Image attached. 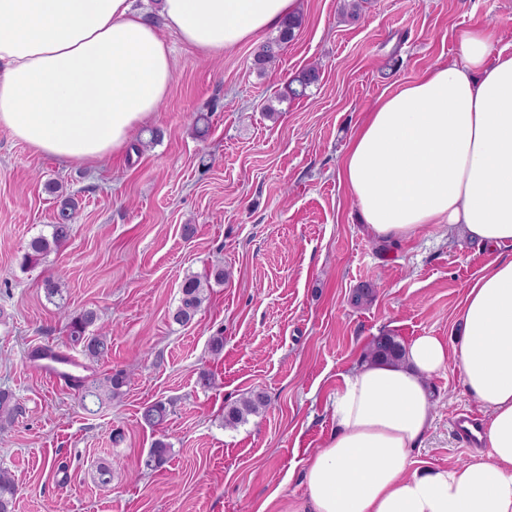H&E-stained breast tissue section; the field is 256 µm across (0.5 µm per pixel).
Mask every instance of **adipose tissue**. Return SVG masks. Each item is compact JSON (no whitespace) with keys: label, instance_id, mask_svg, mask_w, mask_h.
<instances>
[{"label":"adipose tissue","instance_id":"adipose-tissue-1","mask_svg":"<svg viewBox=\"0 0 512 512\" xmlns=\"http://www.w3.org/2000/svg\"><path fill=\"white\" fill-rule=\"evenodd\" d=\"M299 0H163L165 27L207 56L298 13ZM460 58L380 98L338 172L381 241L429 226L512 246V52L484 29ZM174 76L171 49L133 0H0V127L35 153L87 163L128 148ZM455 345L419 336L398 363L344 375L335 423L279 512H512V258L485 266L460 306ZM456 359L485 415L487 453L413 468L430 429L428 378Z\"/></svg>","mask_w":512,"mask_h":512}]
</instances>
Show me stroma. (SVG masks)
<instances>
[{
    "instance_id": "35a3bbf8",
    "label": "stroma",
    "mask_w": 512,
    "mask_h": 512,
    "mask_svg": "<svg viewBox=\"0 0 512 512\" xmlns=\"http://www.w3.org/2000/svg\"><path fill=\"white\" fill-rule=\"evenodd\" d=\"M300 12L299 34L262 73L253 56L275 30L221 56L164 32L174 81L149 123L160 136L142 152L64 162L0 127V386L26 408L0 430V467L19 485L15 512H278L283 499L304 498V466L333 429L331 402L372 337L455 340L468 285L512 257V247L436 227L407 241L374 239L337 176L365 112L458 57L460 30H488L495 49L512 51V0H365L355 22L340 16L338 0H301ZM310 65L321 71L310 96L266 117L263 103ZM52 182L59 193L48 192ZM65 197L76 205L70 240L25 262ZM218 266L223 283L212 284L192 324H176L184 276ZM49 279L62 298L47 297ZM365 283L376 286L373 300L352 305ZM89 309L112 327L97 361L82 357L66 328ZM214 336L224 339L218 355ZM45 346L78 356L91 380L125 371L122 398L84 410L74 389L47 383L31 360ZM203 372L210 387L198 384ZM429 385L435 419L413 465L449 468L471 455L455 416L481 412L456 363ZM254 391L269 406L225 427V409ZM159 400L170 405L171 452L149 470L157 434L140 415ZM104 463L114 467L105 487Z\"/></svg>"
}]
</instances>
